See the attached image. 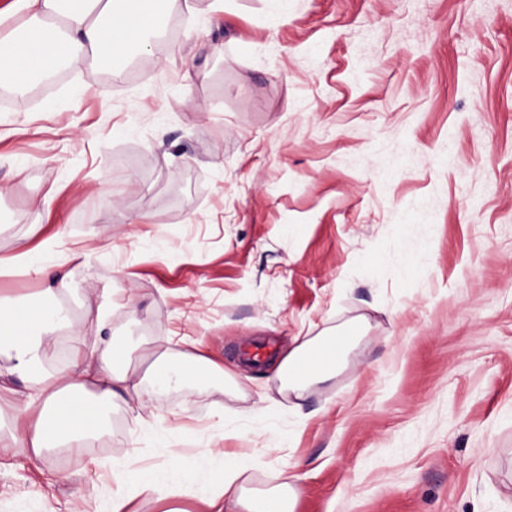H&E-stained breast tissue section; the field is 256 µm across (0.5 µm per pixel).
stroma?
<instances>
[{"label":"stroma","instance_id":"35a3bbf8","mask_svg":"<svg viewBox=\"0 0 512 512\" xmlns=\"http://www.w3.org/2000/svg\"><path fill=\"white\" fill-rule=\"evenodd\" d=\"M169 21L147 60L0 98V264L65 229L59 354L101 330L147 380L183 353L230 370L160 388L147 422L190 463L256 455L245 498L512 512V0H177ZM128 218L140 237H115ZM352 323L332 382L282 387L296 339ZM263 395L289 442L242 417ZM141 424L117 401L80 451L0 447V512H109L113 461L167 462ZM127 512L207 507L189 488Z\"/></svg>","mask_w":512,"mask_h":512}]
</instances>
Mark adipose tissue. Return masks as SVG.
Listing matches in <instances>:
<instances>
[{
	"mask_svg": "<svg viewBox=\"0 0 512 512\" xmlns=\"http://www.w3.org/2000/svg\"><path fill=\"white\" fill-rule=\"evenodd\" d=\"M19 24L0 29V86L22 93L38 78L61 68L80 69L99 62L110 67L132 51L148 46L158 32L162 14L158 0H19L18 9L0 10V25L12 17ZM14 265L50 278L43 298L29 305L0 295V356L9 361L8 374L25 378L26 391L0 385V405L14 412L12 443L30 449L34 458L85 447L101 425L100 406L120 399L133 410L146 411L150 394L130 369L112 365V339L98 336L93 349L74 345L67 364L55 368L51 337L44 329L69 322L64 298L70 290L67 275L58 273L62 257L45 250H25L12 258ZM360 335L352 328L339 336H319L297 345L278 366L281 379L296 392L309 384L331 380ZM254 456H208L189 467L177 447H170L166 466L131 469L128 461L112 465L118 489L112 512H124L136 495L161 491L175 497L185 482L198 484L209 512H228L240 504L245 475ZM218 468V481L207 470Z\"/></svg>",
	"mask_w": 512,
	"mask_h": 512,
	"instance_id": "ef3b65f1",
	"label": "adipose tissue"
}]
</instances>
